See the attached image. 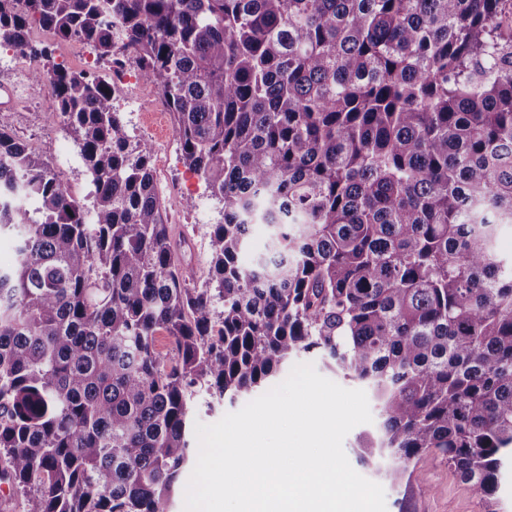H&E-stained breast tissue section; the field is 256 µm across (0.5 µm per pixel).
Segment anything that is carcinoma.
<instances>
[{"label":"carcinoma","mask_w":512,"mask_h":512,"mask_svg":"<svg viewBox=\"0 0 512 512\" xmlns=\"http://www.w3.org/2000/svg\"><path fill=\"white\" fill-rule=\"evenodd\" d=\"M508 0H0L50 85L88 207L0 116V485L25 512H166L197 386L231 401L319 351L370 385L401 469L446 462L497 512L512 451ZM34 26L89 46L75 72ZM133 61L222 203L205 287L179 262L152 146L113 107ZM268 253L241 255L251 225ZM177 361L160 365L155 337Z\"/></svg>","instance_id":"obj_1"}]
</instances>
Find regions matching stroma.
Masks as SVG:
<instances>
[{"label":"stroma","instance_id":"35a3bbf8","mask_svg":"<svg viewBox=\"0 0 512 512\" xmlns=\"http://www.w3.org/2000/svg\"><path fill=\"white\" fill-rule=\"evenodd\" d=\"M158 91L143 82L135 67H128L118 80L114 106L122 113L130 133L162 147L166 159L156 183L168 211L173 238H188L190 256L196 268L197 287L209 277L208 233L221 219V206L211 197L206 184L183 164L170 113L159 103ZM13 133L37 156L57 169L70 192L88 200L90 178L63 118L53 117L54 99L47 85L25 97L7 98L0 91V109ZM378 422L361 424L345 437L343 448L352 468L379 483L385 491L387 512H483L480 498L459 483L447 463L429 455L410 465L400 482L388 476L392 457L378 453L362 455L360 442L375 435Z\"/></svg>","mask_w":512,"mask_h":512}]
</instances>
